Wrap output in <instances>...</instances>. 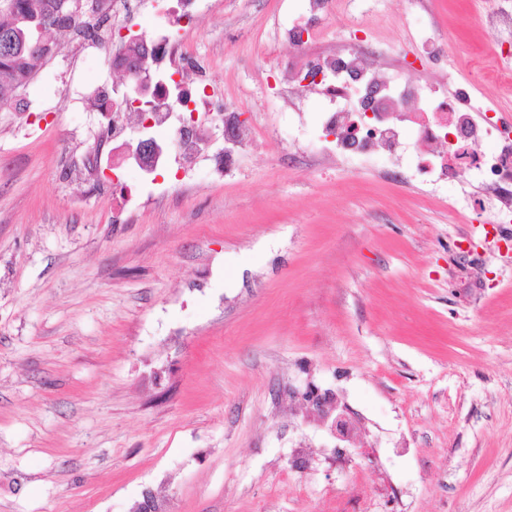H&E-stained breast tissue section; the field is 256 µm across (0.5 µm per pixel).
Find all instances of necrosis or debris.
<instances>
[{
    "label": "necrosis or debris",
    "instance_id": "necrosis-or-debris-1",
    "mask_svg": "<svg viewBox=\"0 0 512 512\" xmlns=\"http://www.w3.org/2000/svg\"><path fill=\"white\" fill-rule=\"evenodd\" d=\"M151 6L160 23L140 64L156 74L157 100L141 136L158 140L162 151L154 162L159 168H166L174 149L183 160H192L206 149L196 124L197 116H204L224 129L226 147L214 156L215 167L233 174L244 132L233 101L211 109L212 80L203 67L186 64L185 20L191 4L182 0L174 7L168 0H151ZM335 6V0H308L306 21L277 33L298 52V64L282 71L289 95L299 98L316 91L326 99L320 117L322 157L385 160L416 178L431 175L439 184L470 186L473 210H483L485 196H492L498 223L511 224L512 124L494 122L476 102L479 79L444 90L399 74L382 76L355 42L322 49L320 22Z\"/></svg>",
    "mask_w": 512,
    "mask_h": 512
}]
</instances>
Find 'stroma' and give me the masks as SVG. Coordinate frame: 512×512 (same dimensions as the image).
Returning a JSON list of instances; mask_svg holds the SVG:
<instances>
[{
  "instance_id": "1",
  "label": "stroma",
  "mask_w": 512,
  "mask_h": 512,
  "mask_svg": "<svg viewBox=\"0 0 512 512\" xmlns=\"http://www.w3.org/2000/svg\"><path fill=\"white\" fill-rule=\"evenodd\" d=\"M484 0H337L375 66L454 84L512 122ZM190 42L250 147L229 177L86 157L121 88L90 41L0 107V512H512V224L463 220L382 165L294 149L258 72L292 63L275 21L303 0H196ZM451 35L448 68L414 32ZM345 406L337 450L308 388Z\"/></svg>"
}]
</instances>
